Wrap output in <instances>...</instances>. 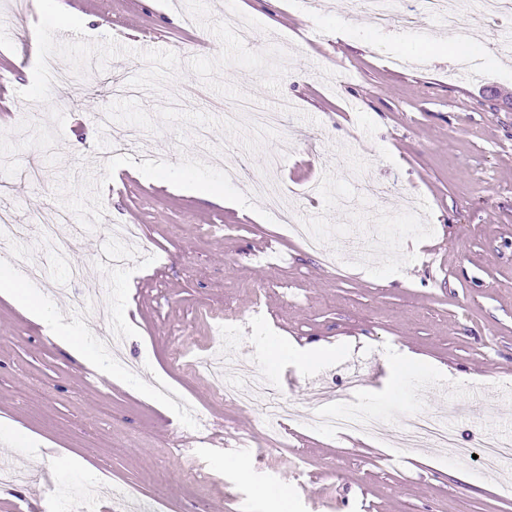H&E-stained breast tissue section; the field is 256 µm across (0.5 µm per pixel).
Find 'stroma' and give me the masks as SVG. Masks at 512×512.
<instances>
[{
	"label": "stroma",
	"mask_w": 512,
	"mask_h": 512,
	"mask_svg": "<svg viewBox=\"0 0 512 512\" xmlns=\"http://www.w3.org/2000/svg\"><path fill=\"white\" fill-rule=\"evenodd\" d=\"M81 26L48 19L37 0H0V210L30 225L18 249L40 261L50 318L83 331L118 328L122 362L99 356L94 373L42 323L0 297V465L20 473L0 484V512L32 503L73 512H124L113 486L161 497L165 512H272L263 488L287 485L288 512H512V468L483 469L432 448H397L388 431L413 414H450L460 442L512 439V60L484 54L457 62L426 51L445 35L436 20L375 28L353 0H63ZM249 24L250 43L238 30ZM54 57L75 79L47 87ZM294 109L263 139L228 127L229 105ZM142 129L154 156L139 177L134 150L116 156L94 115ZM213 146H193L197 127ZM50 136L55 150L41 155ZM280 154L281 181L324 180L321 196L289 198L328 247L368 233L379 250L335 266L286 233L172 186L196 178L239 194L237 159L263 172ZM385 190L381 203L348 210L357 181ZM135 224L131 242L108 223ZM85 228L66 259L45 252L41 226L68 236ZM159 269L137 262L143 249ZM84 265L88 282L73 280ZM90 287L84 313L70 297ZM265 321L243 322L256 293ZM240 319L226 355L264 375L300 415L274 433L255 407L219 405L213 380L169 364L170 350L210 348L211 315ZM283 347L274 359L265 349ZM335 347L305 362L300 348ZM409 350L417 365L394 362ZM139 362L127 372L124 362ZM366 377L346 392L344 376ZM165 380L205 417L197 429L152 390ZM325 385L321 402L310 399ZM357 408L380 419L384 437L317 424ZM193 460L209 477L184 479ZM249 476L241 478L238 467Z\"/></svg>",
	"instance_id": "stroma-1"
}]
</instances>
